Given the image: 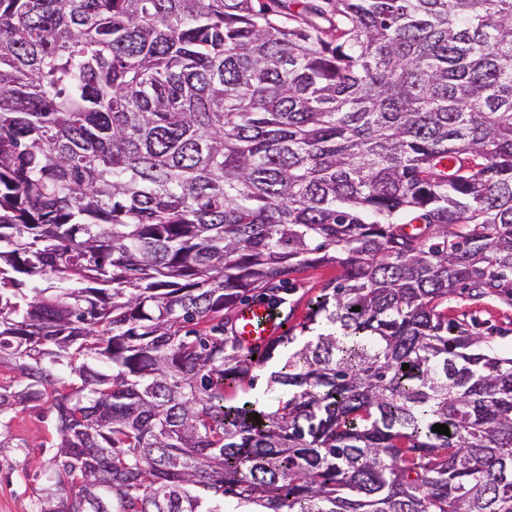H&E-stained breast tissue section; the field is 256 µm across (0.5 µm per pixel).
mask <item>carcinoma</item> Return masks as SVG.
<instances>
[{"instance_id": "carcinoma-1", "label": "carcinoma", "mask_w": 512, "mask_h": 512, "mask_svg": "<svg viewBox=\"0 0 512 512\" xmlns=\"http://www.w3.org/2000/svg\"><path fill=\"white\" fill-rule=\"evenodd\" d=\"M458 291L512 301V0H0V448L56 413L37 512H512V355ZM338 273L334 266H317L306 268L292 276L296 279L295 290L285 296L287 303L281 306L284 315L290 314L288 324L303 321L308 312L309 301L320 293L329 280L336 278ZM255 318L262 320L258 332L252 325ZM283 325L273 304L265 298H256L238 310L234 332L244 345L252 349H263L271 340L285 333Z\"/></svg>"}]
</instances>
